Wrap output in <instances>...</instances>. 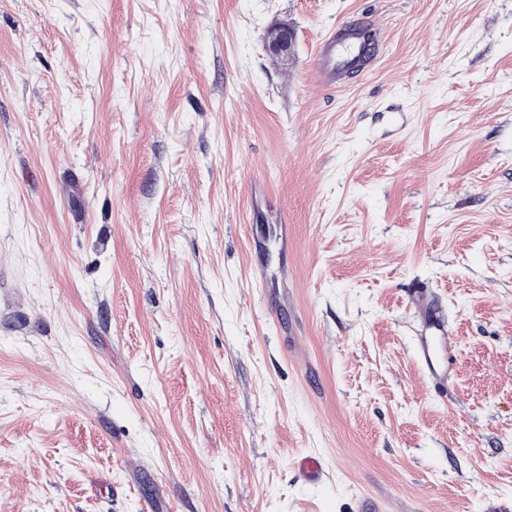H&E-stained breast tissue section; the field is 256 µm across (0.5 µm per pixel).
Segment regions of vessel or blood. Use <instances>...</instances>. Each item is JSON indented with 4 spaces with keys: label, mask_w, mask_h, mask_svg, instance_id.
Returning <instances> with one entry per match:
<instances>
[{
    "label": "vessel or blood",
    "mask_w": 512,
    "mask_h": 512,
    "mask_svg": "<svg viewBox=\"0 0 512 512\" xmlns=\"http://www.w3.org/2000/svg\"><path fill=\"white\" fill-rule=\"evenodd\" d=\"M363 42L354 26H347L334 39H322L315 57L320 84H336L341 72L360 63ZM410 299L419 310L421 330L416 347V359L432 379L435 388L447 389L452 379L456 357L444 316L428 301L424 291L411 289Z\"/></svg>",
    "instance_id": "obj_1"
}]
</instances>
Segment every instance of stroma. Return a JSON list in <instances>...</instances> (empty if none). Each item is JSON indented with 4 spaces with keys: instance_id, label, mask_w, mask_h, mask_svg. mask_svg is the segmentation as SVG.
Instances as JSON below:
<instances>
[{
    "instance_id": "1",
    "label": "stroma",
    "mask_w": 512,
    "mask_h": 512,
    "mask_svg": "<svg viewBox=\"0 0 512 512\" xmlns=\"http://www.w3.org/2000/svg\"><path fill=\"white\" fill-rule=\"evenodd\" d=\"M348 22L374 59L319 86ZM253 238L288 267L273 322ZM418 284L452 331L444 401ZM501 499L512 0H0V512ZM294 41L293 31L288 26H277L266 38L269 52L281 61L288 60Z\"/></svg>"
}]
</instances>
